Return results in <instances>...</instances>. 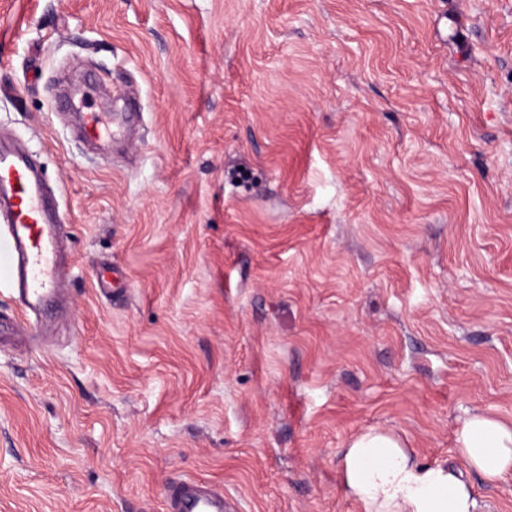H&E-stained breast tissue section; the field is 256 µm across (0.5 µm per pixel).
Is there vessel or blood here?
I'll list each match as a JSON object with an SVG mask.
<instances>
[{"mask_svg": "<svg viewBox=\"0 0 512 512\" xmlns=\"http://www.w3.org/2000/svg\"><path fill=\"white\" fill-rule=\"evenodd\" d=\"M42 177L23 152L0 146V250L24 312L52 303L60 284L63 238ZM168 512H232L221 491L194 482L173 484Z\"/></svg>", "mask_w": 512, "mask_h": 512, "instance_id": "vessel-or-blood-1", "label": "vessel or blood"}]
</instances>
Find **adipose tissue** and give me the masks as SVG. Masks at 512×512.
<instances>
[{
	"mask_svg": "<svg viewBox=\"0 0 512 512\" xmlns=\"http://www.w3.org/2000/svg\"><path fill=\"white\" fill-rule=\"evenodd\" d=\"M344 489L362 512H486L466 479L489 483L512 476V425L471 415L457 436V463L422 464L390 431L366 429L340 451Z\"/></svg>",
	"mask_w": 512,
	"mask_h": 512,
	"instance_id": "adipose-tissue-1",
	"label": "adipose tissue"
}]
</instances>
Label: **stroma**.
Instances as JSON below:
<instances>
[{
  "instance_id": "obj_1",
  "label": "stroma",
  "mask_w": 512,
  "mask_h": 512,
  "mask_svg": "<svg viewBox=\"0 0 512 512\" xmlns=\"http://www.w3.org/2000/svg\"><path fill=\"white\" fill-rule=\"evenodd\" d=\"M0 134L70 236L0 335V512H361L359 431L512 422V0H0ZM169 512H232L224 493L194 482L173 484L168 494Z\"/></svg>"
}]
</instances>
